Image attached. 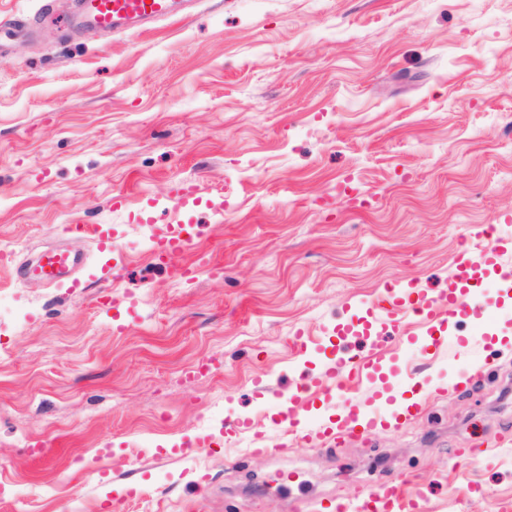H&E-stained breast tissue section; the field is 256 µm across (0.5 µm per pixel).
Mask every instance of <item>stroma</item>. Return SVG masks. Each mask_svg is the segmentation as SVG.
Listing matches in <instances>:
<instances>
[{"label": "stroma", "instance_id": "stroma-1", "mask_svg": "<svg viewBox=\"0 0 512 512\" xmlns=\"http://www.w3.org/2000/svg\"><path fill=\"white\" fill-rule=\"evenodd\" d=\"M72 8L0 0V512H312L409 475L424 512H512V265L448 359L336 338L512 242V0H201L115 34ZM185 217L191 279L149 254ZM54 247L78 288L18 278ZM334 348L386 352L359 398L417 414L267 454L298 384L303 422L340 417Z\"/></svg>", "mask_w": 512, "mask_h": 512}]
</instances>
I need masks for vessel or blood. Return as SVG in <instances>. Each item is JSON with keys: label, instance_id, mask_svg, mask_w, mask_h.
Wrapping results in <instances>:
<instances>
[{"label": "vessel or blood", "instance_id": "1", "mask_svg": "<svg viewBox=\"0 0 512 512\" xmlns=\"http://www.w3.org/2000/svg\"><path fill=\"white\" fill-rule=\"evenodd\" d=\"M189 6V0H78L76 17L95 28L115 33L180 17ZM195 237L193 223L180 220L167 225L160 235L153 237L150 252L159 264L178 270ZM81 265L79 256L48 251L41 255L35 273L45 285L74 288L80 283L76 272ZM482 280L478 267L459 262L448 279L447 290L440 296L431 297L414 288L402 291L388 288L372 302L371 309L380 320L396 323L404 315L414 314L419 323L431 332L439 324L441 316L457 320L468 314L469 304L458 301L456 293L475 287ZM376 367L373 360L356 364L342 358L330 360L327 373L334 381L337 398L344 403V413L338 427H324L323 436H332L337 430L364 434L385 420V412L351 399L352 392L357 391L362 382L370 380ZM419 501V494L408 491L404 482L399 481L365 490L353 508L355 512H417Z\"/></svg>", "mask_w": 512, "mask_h": 512}]
</instances>
